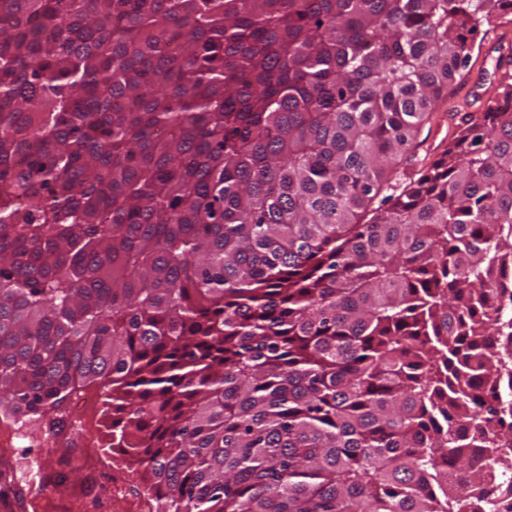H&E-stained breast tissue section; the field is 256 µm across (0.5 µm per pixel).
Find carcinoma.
<instances>
[{"label": "carcinoma", "instance_id": "carcinoma-1", "mask_svg": "<svg viewBox=\"0 0 512 512\" xmlns=\"http://www.w3.org/2000/svg\"><path fill=\"white\" fill-rule=\"evenodd\" d=\"M492 16L0 0V413L105 391L156 512H465L512 464V82L394 174Z\"/></svg>", "mask_w": 512, "mask_h": 512}]
</instances>
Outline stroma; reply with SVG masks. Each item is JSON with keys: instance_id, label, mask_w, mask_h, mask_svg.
Listing matches in <instances>:
<instances>
[{"instance_id": "35a3bbf8", "label": "stroma", "mask_w": 512, "mask_h": 512, "mask_svg": "<svg viewBox=\"0 0 512 512\" xmlns=\"http://www.w3.org/2000/svg\"><path fill=\"white\" fill-rule=\"evenodd\" d=\"M479 33L480 55L464 68L448 101L422 126L408 172L429 165L447 148L468 112L484 111L495 95L494 74L501 41L512 42V24L490 19ZM79 410L63 430L46 422L19 426L0 415V465L23 464L16 479L12 512H155L143 469L109 448L105 398L94 387L80 392Z\"/></svg>"}]
</instances>
